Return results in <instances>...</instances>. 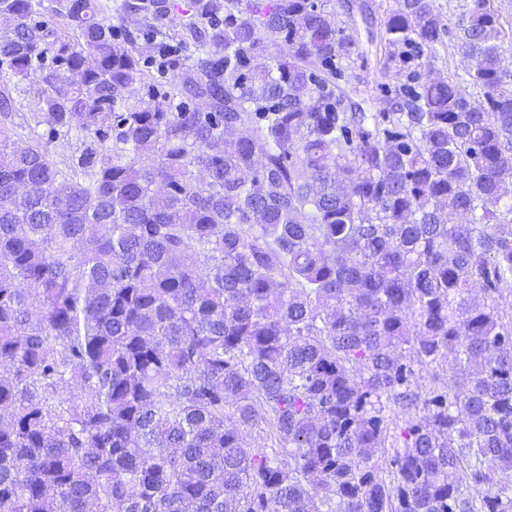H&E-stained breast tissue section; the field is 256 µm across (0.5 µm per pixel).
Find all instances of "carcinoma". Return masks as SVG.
<instances>
[{
  "instance_id": "cac0c4a2",
  "label": "carcinoma",
  "mask_w": 512,
  "mask_h": 512,
  "mask_svg": "<svg viewBox=\"0 0 512 512\" xmlns=\"http://www.w3.org/2000/svg\"><path fill=\"white\" fill-rule=\"evenodd\" d=\"M329 2L0 0V512H512V30L397 0L368 112ZM419 67L416 69L425 76L428 73L434 76L448 77L453 79L454 75H464L469 67V60L457 47L453 37L446 38V46L440 49L435 55L425 51L416 60ZM32 95L26 94L16 97L15 111L12 114L11 122L7 123L9 136H11L10 143L14 142L16 146H24L30 143L31 140L28 124L34 127ZM83 138L79 134H71L67 140H60L48 146L50 159L60 168L67 169L84 148Z\"/></svg>"
}]
</instances>
